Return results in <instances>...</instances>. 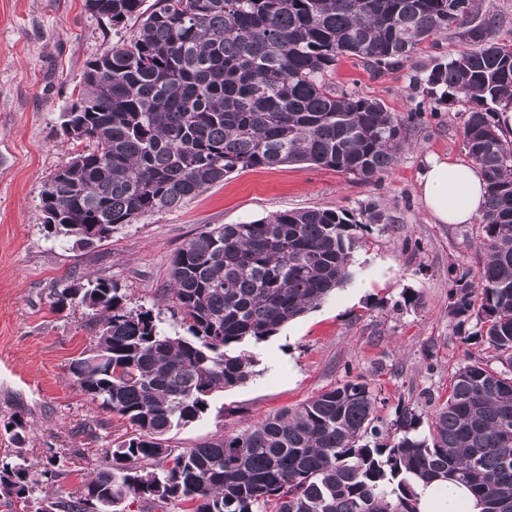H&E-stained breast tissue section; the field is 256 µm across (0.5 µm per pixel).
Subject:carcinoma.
Instances as JSON below:
<instances>
[{
  "mask_svg": "<svg viewBox=\"0 0 512 512\" xmlns=\"http://www.w3.org/2000/svg\"><path fill=\"white\" fill-rule=\"evenodd\" d=\"M85 0L129 39L86 64L61 114L80 147L41 195L45 227L98 241L123 224L177 208L246 169L306 163L379 180L407 144L421 105L405 115L339 90L336 62L402 67L452 30L456 50L415 82L460 113L464 150L486 179L479 222L486 257L452 267L449 315L464 342L487 345L500 366L468 357L421 434L422 414L354 376L317 396L194 448L169 434L206 414L210 398L244 384L243 350L320 307L353 278L354 252L388 223L375 201L354 215L313 207L246 224H219L174 255L165 296L183 332L149 309L128 310L110 277L55 293L81 296L99 326L92 353L70 371L91 404L126 421L86 495L45 498L37 512H419L415 486L452 476L481 512H512V140L495 121L512 103V32L474 0ZM26 469L0 468V495L25 500Z\"/></svg>",
  "mask_w": 512,
  "mask_h": 512,
  "instance_id": "obj_1",
  "label": "carcinoma"
}]
</instances>
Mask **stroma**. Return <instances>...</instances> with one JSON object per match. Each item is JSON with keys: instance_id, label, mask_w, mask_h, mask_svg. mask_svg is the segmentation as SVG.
Listing matches in <instances>:
<instances>
[{"instance_id": "stroma-1", "label": "stroma", "mask_w": 512, "mask_h": 512, "mask_svg": "<svg viewBox=\"0 0 512 512\" xmlns=\"http://www.w3.org/2000/svg\"><path fill=\"white\" fill-rule=\"evenodd\" d=\"M85 0H0V461L27 467L34 491L0 512H36L45 496L85 490L113 441L127 426L113 416L103 425L70 365L95 345L89 311L79 299L53 310L55 292L87 273L111 277L126 308L159 313L169 328L177 317L162 301L173 254L204 225L240 224L310 207L358 213L382 199L387 224L355 254L353 280L321 307L250 347L253 376L216 394L203 418L172 431L171 445L192 448L295 406L346 380L364 376L386 398L423 414L448 396L454 368L481 348L463 342L448 314L451 265L478 267L484 259L476 224H435L422 208L418 171L425 154L464 153L458 114L464 103H436L414 77L432 58L448 55L451 37L416 55L404 68L373 74L343 58L332 76L338 88L376 98L390 111L424 103V125L381 180L364 182L306 164L234 172L186 205L124 225L106 241L84 248L50 234L42 192L70 157L61 114L84 68L110 44L127 38L136 20L119 26L88 12ZM418 301L406 304L409 293ZM22 420L28 430L16 451L3 426ZM56 459L63 477L43 472Z\"/></svg>"}]
</instances>
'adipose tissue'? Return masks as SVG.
Here are the masks:
<instances>
[{
    "mask_svg": "<svg viewBox=\"0 0 512 512\" xmlns=\"http://www.w3.org/2000/svg\"><path fill=\"white\" fill-rule=\"evenodd\" d=\"M418 186L423 208L434 223L471 224L483 213V172L468 159L427 155ZM416 492L419 512H480L469 488L452 479L418 485Z\"/></svg>",
    "mask_w": 512,
    "mask_h": 512,
    "instance_id": "ef3b65f1",
    "label": "adipose tissue"
}]
</instances>
